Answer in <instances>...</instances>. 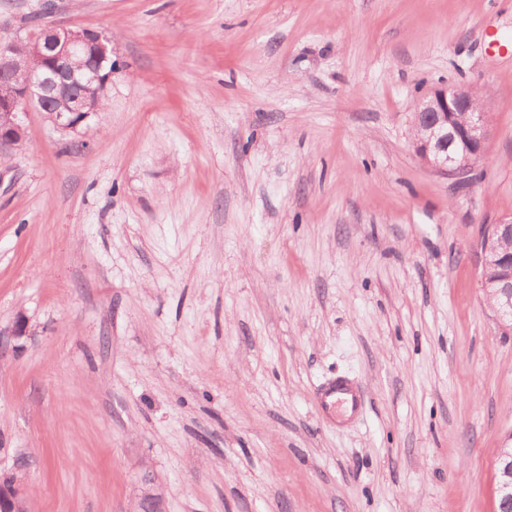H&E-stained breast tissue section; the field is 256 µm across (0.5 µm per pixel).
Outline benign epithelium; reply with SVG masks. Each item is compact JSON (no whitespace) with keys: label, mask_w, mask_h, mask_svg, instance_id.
I'll return each instance as SVG.
<instances>
[{"label":"benign epithelium","mask_w":512,"mask_h":512,"mask_svg":"<svg viewBox=\"0 0 512 512\" xmlns=\"http://www.w3.org/2000/svg\"><path fill=\"white\" fill-rule=\"evenodd\" d=\"M0 41V82L10 89L0 95V157H9L25 138L26 105L33 104L57 130L75 132L94 113L112 83L111 41L101 33L65 26L43 27L23 41ZM89 74L76 87L72 78ZM476 84H444L432 87L415 103L412 115V147L420 162L455 184L474 180L473 159L485 152L489 138V108ZM512 240V220L485 227L480 244V288L492 294L491 307L498 328L511 332L512 253L499 251V242ZM501 482L495 493L502 512H512V433L498 451ZM160 495L153 480L143 478L140 512H160ZM0 512H27L26 495L16 482L0 483Z\"/></svg>","instance_id":"obj_1"}]
</instances>
